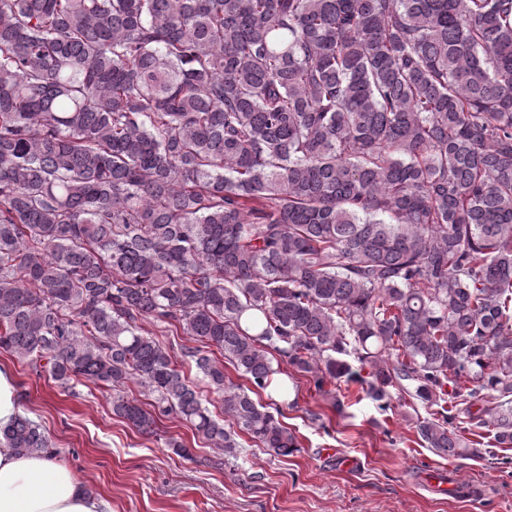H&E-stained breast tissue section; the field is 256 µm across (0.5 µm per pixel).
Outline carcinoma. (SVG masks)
Masks as SVG:
<instances>
[{
    "instance_id": "1",
    "label": "carcinoma",
    "mask_w": 512,
    "mask_h": 512,
    "mask_svg": "<svg viewBox=\"0 0 512 512\" xmlns=\"http://www.w3.org/2000/svg\"><path fill=\"white\" fill-rule=\"evenodd\" d=\"M0 350L228 457L298 448L277 355L512 448V0H0Z\"/></svg>"
}]
</instances>
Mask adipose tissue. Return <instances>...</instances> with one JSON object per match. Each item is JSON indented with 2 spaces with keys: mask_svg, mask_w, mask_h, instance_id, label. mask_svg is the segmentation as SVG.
Masks as SVG:
<instances>
[{
  "mask_svg": "<svg viewBox=\"0 0 512 512\" xmlns=\"http://www.w3.org/2000/svg\"><path fill=\"white\" fill-rule=\"evenodd\" d=\"M0 512H108V505L66 463L18 453L0 439Z\"/></svg>",
  "mask_w": 512,
  "mask_h": 512,
  "instance_id": "adipose-tissue-1",
  "label": "adipose tissue"
}]
</instances>
